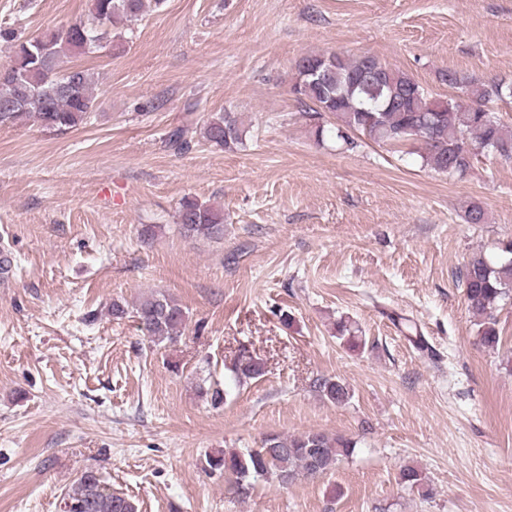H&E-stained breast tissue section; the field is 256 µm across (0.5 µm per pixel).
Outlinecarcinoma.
I'll list each match as a JSON object with an SVG mask.
<instances>
[{"instance_id":"cac0c4a2","label":"carcinoma","mask_w":512,"mask_h":512,"mask_svg":"<svg viewBox=\"0 0 512 512\" xmlns=\"http://www.w3.org/2000/svg\"><path fill=\"white\" fill-rule=\"evenodd\" d=\"M145 6V0H90V19L25 40L15 29L0 27V41L12 48L7 66L14 73V78L0 81V104L21 101L14 111L0 112V127L33 119L47 130L60 131L87 121L96 100L91 76L80 66H65L64 57L93 53L102 39V25L117 18L136 20ZM329 57L328 53L300 57L295 62L292 93L306 114L336 116L334 134L342 144L353 145V136L358 134L378 144L397 146L417 135L426 145V164L450 177L462 176L472 165L470 156L451 157L450 143L470 140L488 153L512 152V128L500 122L490 107V102L512 95L511 82L495 78L476 83L449 68L440 80L465 95L464 101L456 103L431 96L408 73L376 56L351 58L338 53L333 63ZM193 133L192 125L179 126L170 132L168 143L181 150ZM202 136L211 146L226 150L244 145L246 133L238 113L222 112L206 120ZM177 224L186 237H224V213L196 199L182 200ZM506 253L510 258L497 261L475 254L463 272L467 307L480 318L479 342L491 349L499 343L492 310L512 291V248H506ZM136 314L141 329L156 345L177 341L188 319L184 307L165 294L141 300ZM233 373L238 382L256 379L263 375V365L249 356L238 361ZM317 389L333 403L349 399L346 385L333 378L319 379ZM354 450L355 442L321 432L269 434L258 448L211 456L207 464L234 476L239 485L269 477L288 484L331 470ZM400 481L428 494L421 471L413 466L400 470ZM63 503L68 512H138L137 503L110 490L97 470L82 473Z\"/></svg>"}]
</instances>
